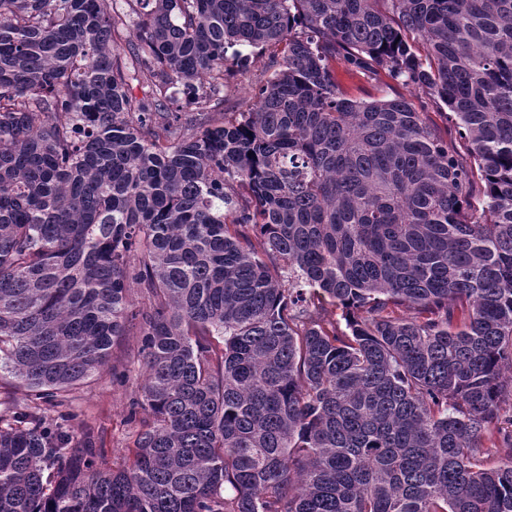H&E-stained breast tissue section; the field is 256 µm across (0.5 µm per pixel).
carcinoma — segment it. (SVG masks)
<instances>
[{
	"instance_id": "cac0c4a2",
	"label": "carcinoma",
	"mask_w": 512,
	"mask_h": 512,
	"mask_svg": "<svg viewBox=\"0 0 512 512\" xmlns=\"http://www.w3.org/2000/svg\"><path fill=\"white\" fill-rule=\"evenodd\" d=\"M115 3L0 0V372L134 334L142 430L0 414V512H512V0ZM266 61L267 56L255 59L250 72L228 81L224 87V112H235L239 103L251 94L253 84L263 78ZM336 80L341 91L347 98L354 100H366L385 98L392 99L397 96H406L412 100L416 108L421 112H431L430 117L437 124L442 134L448 138V145L464 152V143L459 140L454 128L448 125L443 115L435 112H449L442 105L436 104L423 92L414 91L404 87L401 83L393 80L386 73L382 72L377 76H367L359 72L349 70L342 61H336Z\"/></svg>"
}]
</instances>
